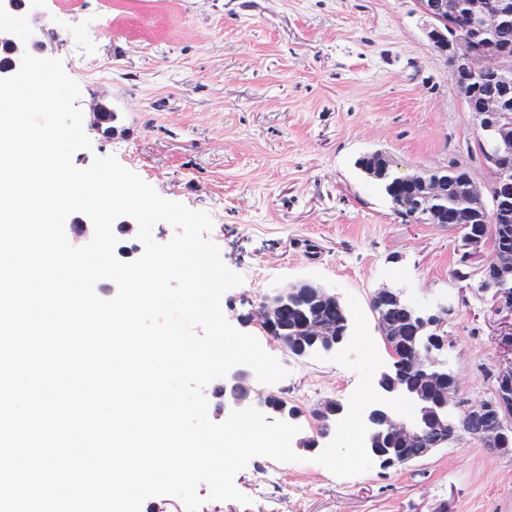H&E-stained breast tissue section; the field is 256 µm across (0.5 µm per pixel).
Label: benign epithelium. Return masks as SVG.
<instances>
[{"label": "benign epithelium", "mask_w": 512, "mask_h": 512, "mask_svg": "<svg viewBox=\"0 0 512 512\" xmlns=\"http://www.w3.org/2000/svg\"><path fill=\"white\" fill-rule=\"evenodd\" d=\"M417 10L427 18V37L435 52L445 58L449 66L450 81L461 92L474 83L487 67L488 59L479 55L467 37L448 35V16L457 12L460 0H414ZM469 14L474 24L480 28H494L504 19L512 16V0H499L492 7L486 0H470ZM0 43H8L12 49V63L0 69V78L12 75L21 64L24 52L34 54L45 49L41 41L27 47L12 42L8 33L0 29ZM512 99V78L500 74L496 84L488 87L481 97V111L487 119L483 130L489 140L487 163L498 172L495 180L496 196L499 200L512 199V122L503 118L509 111ZM488 190V183L470 181L465 187L448 196V183L442 178H434L422 183V190L411 206L415 211L427 214L436 224H456L463 227L472 222L474 205ZM403 200L396 206H410ZM500 273V285L488 287L484 292L491 296L495 313L502 316L500 348L512 353V291L504 284L512 280V249L501 248L479 269L488 267ZM314 288L315 301L334 305L339 297L325 288L308 282H299L284 288L268 297L260 304L258 319L261 328L275 340H280L281 322L288 301L297 299L301 287ZM375 304L394 306L405 301L402 293L394 288H380L374 295ZM448 309H413L408 317H388L379 322V330L391 355L405 348L410 354L413 369L423 377L417 387H403L395 381L378 379L377 393L387 399L405 397L414 405L413 417L408 418L394 411L388 405L376 402L366 409L363 419L368 427L366 446L372 459L379 466L386 467L393 462L392 454L399 446L419 444L423 448L420 458H426L437 451L440 438L434 433L445 436L469 435L480 446L502 455L512 453V441L505 434L504 422L500 416L489 414V407L483 401L454 405L451 395L458 385L455 376L440 363V352L434 347L438 343L435 328L445 321ZM297 336L329 338L332 331L323 323L305 319L297 328ZM251 370L246 366H236L224 378L219 388L220 403L218 409L228 414L233 409L254 407L265 416L268 412L267 397L257 393ZM498 399L502 408L512 407V361L498 368L496 373ZM342 414L339 405L328 400L317 409V419L323 422L320 438L327 440L332 435V427Z\"/></svg>", "instance_id": "1"}]
</instances>
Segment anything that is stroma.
<instances>
[{
  "label": "stroma",
  "mask_w": 512,
  "mask_h": 512,
  "mask_svg": "<svg viewBox=\"0 0 512 512\" xmlns=\"http://www.w3.org/2000/svg\"><path fill=\"white\" fill-rule=\"evenodd\" d=\"M38 14L49 32L31 36L75 78L82 112L101 101L118 115L112 136L86 127L92 148L74 164L116 156L162 197L211 215L209 239L244 278L223 313L288 371L258 392L306 411L357 386L354 371L288 354L256 321L266 294L309 281L358 299L386 363L375 289L447 304V368L468 400L489 398L501 319L452 276L462 232L402 221L357 165L382 151L403 172L453 161L487 178L465 150L472 115L413 0H43ZM235 485L249 504L202 486L199 512H512V457L464 438L348 478L256 457Z\"/></svg>",
  "instance_id": "1"
}]
</instances>
